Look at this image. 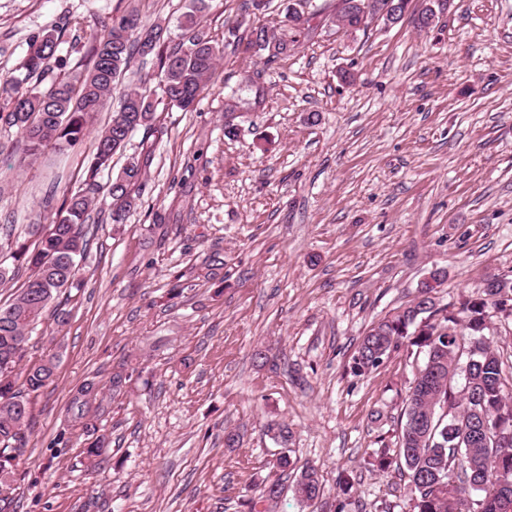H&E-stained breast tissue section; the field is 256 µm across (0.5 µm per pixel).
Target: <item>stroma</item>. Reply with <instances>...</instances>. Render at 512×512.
I'll use <instances>...</instances> for the list:
<instances>
[{"label":"stroma","mask_w":512,"mask_h":512,"mask_svg":"<svg viewBox=\"0 0 512 512\" xmlns=\"http://www.w3.org/2000/svg\"><path fill=\"white\" fill-rule=\"evenodd\" d=\"M188 2L0 0V73L54 30L49 72L73 77L90 31L131 11L175 46ZM292 7L309 25L290 56L233 43L236 26L291 35ZM428 9L434 21L419 28ZM205 25L224 47L212 82L193 111L159 106L158 132L134 131L100 173L84 286L52 301L31 333L26 360L58 362L32 400L10 508L244 512L285 451L318 469L325 496L307 505L287 489L269 512H325L342 481L346 512H410L397 468L380 472L374 459L395 444L424 357L393 353L363 378L348 364L430 270L445 273L442 304L512 275V0H409L398 23L353 34L299 0L257 13L247 0H211ZM111 121L103 109L73 152L48 147L34 160L20 135L1 134L0 225L34 245L29 225L50 223L82 187ZM146 145V173L113 223L108 187ZM90 380L102 407L88 429L68 406ZM271 422L287 424L288 443ZM228 430L239 444L225 445Z\"/></svg>","instance_id":"obj_1"}]
</instances>
